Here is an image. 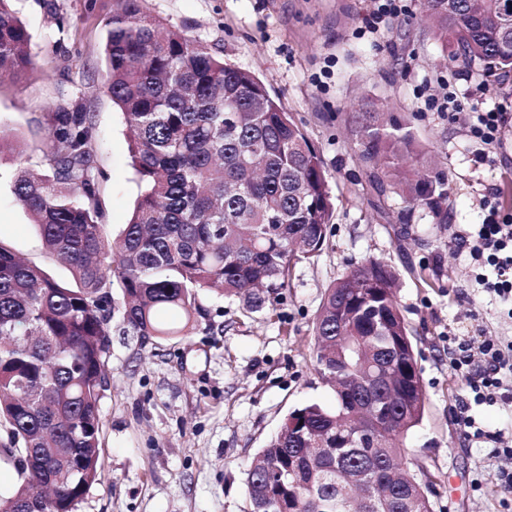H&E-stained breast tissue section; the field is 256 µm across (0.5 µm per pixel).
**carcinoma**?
Here are the masks:
<instances>
[{
  "mask_svg": "<svg viewBox=\"0 0 512 512\" xmlns=\"http://www.w3.org/2000/svg\"><path fill=\"white\" fill-rule=\"evenodd\" d=\"M10 2L0 0V77L32 64L30 33ZM421 14L448 63L512 72V0H421ZM105 54L101 89L132 135L139 195L120 236L104 237L95 117L79 101L57 105L47 167L21 170L12 193L72 281L0 242V427L17 473L0 492V512H77L101 480L112 288L121 289V319L133 334L184 336L198 291L260 311L328 242L335 201L323 161L253 73L164 29L143 0H115ZM413 150L408 123L366 107L361 160L397 177L408 207L446 224L447 178L435 167L413 175ZM396 290L394 268L370 258L326 291L314 352L336 407L290 413L246 473L250 512H434L403 453L424 395ZM372 402L389 421L363 447L356 407ZM274 469L284 472L279 482L270 481Z\"/></svg>",
  "mask_w": 512,
  "mask_h": 512,
  "instance_id": "obj_1",
  "label": "carcinoma"
}]
</instances>
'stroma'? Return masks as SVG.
I'll return each mask as SVG.
<instances>
[{"label": "stroma", "mask_w": 512, "mask_h": 512, "mask_svg": "<svg viewBox=\"0 0 512 512\" xmlns=\"http://www.w3.org/2000/svg\"><path fill=\"white\" fill-rule=\"evenodd\" d=\"M377 31L364 20L378 0H144L164 27L186 31L267 82L320 154L336 207L328 244L298 264L274 309L247 312L239 301L198 296L188 335L144 340L111 322L106 385L100 400L105 478L78 512H249L246 472L296 408L336 406L315 369L313 320L325 290L369 257L399 275L398 300L411 330L426 396L421 423L406 439L414 466L428 471L435 512H512L500 472L512 452V403L463 411L472 395L454 370L449 338L512 342V306L478 292L463 239L483 223L487 201L512 217V122L482 156L472 99L512 114V73L445 64L420 20V0H402ZM113 0H14L32 36V63L0 82V125L17 154L0 156V241L67 281L31 217L14 200L18 167L43 168L57 104L82 101L96 116L100 221L108 238L128 224L139 187L123 116L100 83ZM69 38L56 49V22ZM456 93L460 110L448 108ZM387 103L407 117L421 160L448 176V221L424 208L406 211L397 186L377 184L359 157L356 111ZM484 435L469 437L466 416Z\"/></svg>", "instance_id": "35a3bbf8"}]
</instances>
